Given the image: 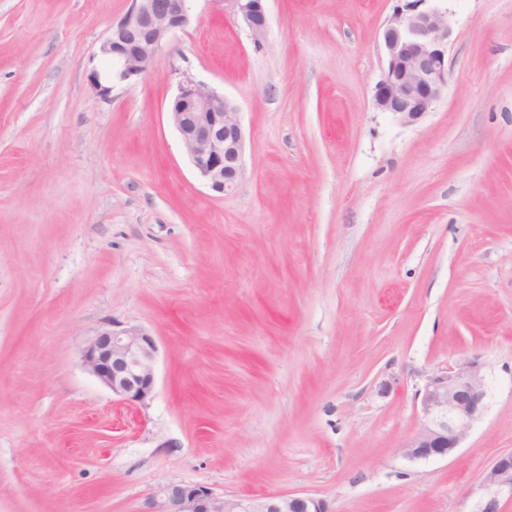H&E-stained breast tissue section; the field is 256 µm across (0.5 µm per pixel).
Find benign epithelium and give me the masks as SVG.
I'll use <instances>...</instances> for the list:
<instances>
[{
    "label": "benign epithelium",
    "instance_id": "obj_1",
    "mask_svg": "<svg viewBox=\"0 0 512 512\" xmlns=\"http://www.w3.org/2000/svg\"><path fill=\"white\" fill-rule=\"evenodd\" d=\"M192 0H130V6L99 46L104 67L88 75L95 95L107 99L117 84L146 73L174 34L192 23ZM253 43L266 40V0H236ZM428 0H405L382 31L386 58L374 106L404 125L421 121L448 88V12L423 7ZM172 125L197 176L215 193L234 192L244 171L246 140L238 105L209 85L179 83L168 108ZM158 348L139 326L100 328L82 349L84 369L122 400L144 405L156 385ZM487 375L481 358L463 354L428 375L417 393L421 423L402 446L410 461L443 458L460 447L487 410ZM512 502V450L499 454L482 472L469 512H501ZM153 512H331L325 500L304 494L258 497L218 495L199 484L171 483Z\"/></svg>",
    "mask_w": 512,
    "mask_h": 512
}]
</instances>
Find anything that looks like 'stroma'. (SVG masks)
I'll use <instances>...</instances> for the list:
<instances>
[{
	"instance_id": "1",
	"label": "stroma",
	"mask_w": 512,
	"mask_h": 512,
	"mask_svg": "<svg viewBox=\"0 0 512 512\" xmlns=\"http://www.w3.org/2000/svg\"><path fill=\"white\" fill-rule=\"evenodd\" d=\"M400 0H235L153 67L88 82L129 0H0V512H147L180 481L306 493L331 512H469L512 449V0H440L448 89L377 111ZM240 108L238 189L195 175L167 109L183 78ZM158 345L131 405L81 365L104 325ZM488 410L411 462L415 394L459 354ZM242 23L249 30L253 43L261 47L266 40L268 22L266 0H236Z\"/></svg>"
}]
</instances>
